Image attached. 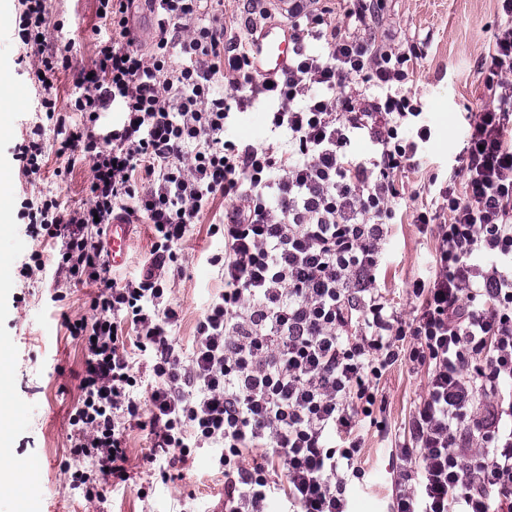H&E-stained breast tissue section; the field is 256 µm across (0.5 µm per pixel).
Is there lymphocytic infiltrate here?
I'll use <instances>...</instances> for the list:
<instances>
[{
  "label": "lymphocytic infiltrate",
  "mask_w": 512,
  "mask_h": 512,
  "mask_svg": "<svg viewBox=\"0 0 512 512\" xmlns=\"http://www.w3.org/2000/svg\"><path fill=\"white\" fill-rule=\"evenodd\" d=\"M20 2V39L37 47L41 110L64 124L52 88L66 56L39 43L46 0ZM133 2L98 0L112 36L97 44L70 102L85 121L59 147L88 159V203L70 211L55 198L26 203L32 237L62 241L57 273L101 287L92 320L69 326L88 351L82 405L70 418L73 455L93 463L78 477L85 497L129 478L120 422L140 404L120 345L128 323L151 360L157 442L148 461L162 482L191 445L219 444L225 512H266L275 492L300 512H349L347 488L362 476L359 419L373 413L383 370L407 361L426 367L428 380L387 512H512V0H501L506 19L482 61L491 104L467 115L453 178L434 198L450 221L426 210L414 218L437 247L430 277L412 284L421 304L408 320L382 300L376 272L396 217L395 177L418 167L431 130L399 135L422 114L406 87L412 56L375 46L367 0L346 6L341 26L311 9L290 16L298 50L268 84L255 80L249 43L225 41L214 0H153L158 31L147 55L133 48ZM228 72L237 81L224 94L217 85ZM374 88L370 110L383 124L372 130L354 98ZM256 95L288 136L281 154L224 138L232 111ZM114 105L121 127L96 135ZM365 129L381 147L369 163L351 151ZM219 192L239 200L224 213V253L213 259L224 289L185 360L170 340L180 313L164 304L159 271L177 261L190 224ZM119 210L145 213L155 238L148 269L123 282L108 279L101 240ZM477 253L488 267L471 264ZM257 448L260 460L250 461ZM276 468L285 484L272 485Z\"/></svg>",
  "instance_id": "obj_1"
}]
</instances>
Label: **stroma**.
<instances>
[{"label": "stroma", "instance_id": "obj_1", "mask_svg": "<svg viewBox=\"0 0 512 512\" xmlns=\"http://www.w3.org/2000/svg\"><path fill=\"white\" fill-rule=\"evenodd\" d=\"M224 25L231 39L249 40L255 28L279 19L263 0H223ZM97 0H50L44 34L48 43L68 44L69 64L54 80L59 107L78 92L80 70L89 66L96 39L111 36L108 22L97 15ZM371 27L394 51H414L417 58L409 83L423 107L421 123L431 129L421 169L398 174L397 224L393 225L376 286L398 315L411 317L415 301L410 285L426 276L435 253L432 237L419 233L413 217L429 204L431 177L446 179L450 161L465 140L463 114L480 109L483 93L480 65L498 27L504 21L498 0H372ZM18 0H0V170L8 178L0 186V373L7 380V396L0 406V470L10 480L0 483V512H224V473L216 446L193 449L186 463L176 465L177 478L164 484L152 477L146 459L154 445L149 429L127 425L125 446L133 470L131 480L109 489L105 499L86 501L71 486V474L90 469V460L71 454L69 416L81 402L79 376L87 355L81 340L71 336L65 321L92 317L95 286L54 280L60 242L32 239L18 217L21 199L29 188L56 196L73 208L88 200L92 177L81 154L57 155L61 137L51 121H44V156L35 183H27L13 159L14 147L28 137L36 120L33 82L19 55L26 49L18 36ZM269 105L254 101L235 112L224 136L239 146L287 149L281 130L271 127ZM226 202L215 195L212 204L191 225L174 266L165 268V303L179 307L181 320L174 344L181 355L192 350L195 327L210 296L222 288L212 256L223 254L224 239L209 226L221 221ZM131 247L124 266L111 269L116 280L138 276L147 264L153 239L147 219L130 226ZM41 253L44 272L23 276L21 266L32 253ZM427 370L396 365L378 380L380 419L386 431L363 423L358 454L364 472L352 482V512H384L401 466L396 448L408 438L415 409L425 392Z\"/></svg>", "mask_w": 512, "mask_h": 512}]
</instances>
